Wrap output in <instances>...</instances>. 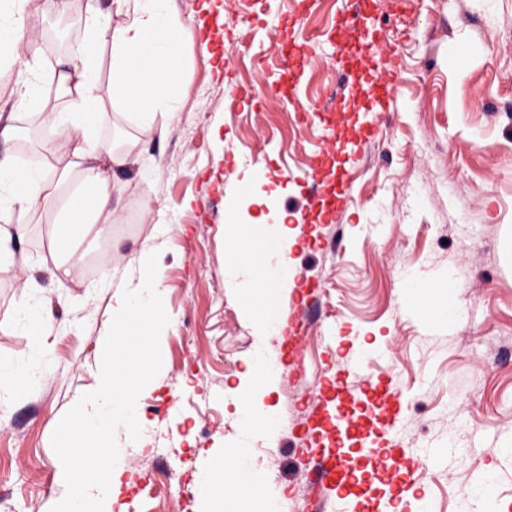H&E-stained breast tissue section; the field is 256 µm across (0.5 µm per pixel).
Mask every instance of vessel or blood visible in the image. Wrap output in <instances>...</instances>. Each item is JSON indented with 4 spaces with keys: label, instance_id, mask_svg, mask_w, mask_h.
<instances>
[{
    "label": "vessel or blood",
    "instance_id": "b4317fda",
    "mask_svg": "<svg viewBox=\"0 0 512 512\" xmlns=\"http://www.w3.org/2000/svg\"><path fill=\"white\" fill-rule=\"evenodd\" d=\"M352 3V12L340 19L336 34L350 32L365 43V52L349 57L351 68L362 74L357 99L364 107L384 106L394 98L396 86L393 74L377 65V52L386 48L383 29L373 19L372 0ZM285 48L288 65L277 88L288 96L303 82L313 47L291 41ZM317 119L328 144L325 154L335 166L336 186L326 189L322 178H315L312 194L296 211L303 224L315 214L328 223L340 213L348 190L346 148L363 144L374 134L371 126L349 121L342 112H321ZM370 359L366 353L342 364L334 377L309 390L303 444L314 456L311 481L343 499L355 489L358 477H374L380 485L357 503L358 512H407L411 501L423 500L424 494L414 454L391 435L402 412L401 400L392 392L388 377H372L356 386L350 382Z\"/></svg>",
    "mask_w": 512,
    "mask_h": 512
}]
</instances>
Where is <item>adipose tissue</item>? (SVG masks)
I'll list each match as a JSON object with an SVG mask.
<instances>
[{"mask_svg": "<svg viewBox=\"0 0 512 512\" xmlns=\"http://www.w3.org/2000/svg\"><path fill=\"white\" fill-rule=\"evenodd\" d=\"M112 4L116 13L128 16V24L110 26L101 0H82L76 13L70 0L56 4L58 13L75 14L83 33L81 43L66 56L58 73L57 88L68 101L65 111L46 112L38 75L16 81L19 108L46 116L39 151L47 164L22 169L12 155L0 156L1 265L12 260L9 241L26 231L25 225L14 223L15 211L45 216L53 226L50 245L57 252L87 230L109 234L119 217L117 172L127 168L131 154L114 150L99 136L108 113L96 93L97 46L112 47L114 95L136 84L149 88V98L134 115L136 121H152L159 109L170 115L177 110L173 92L182 81L178 62L185 45L194 39V30L184 23L173 0H112ZM41 10L40 0H0V55L18 53L35 38V30L24 26L21 18L39 15ZM55 161L75 173L78 191L65 193L62 179L51 168ZM228 236L233 244L232 272L240 278L247 302L257 305L270 286L286 276L284 266L269 265V254L285 258L296 242V232L279 221L252 231L244 241L234 226ZM239 464L236 457L203 458L196 489L206 512H268L263 500L244 495L243 488L254 482L255 472L240 469Z\"/></svg>", "mask_w": 512, "mask_h": 512, "instance_id": "adipose-tissue-1", "label": "adipose tissue"}]
</instances>
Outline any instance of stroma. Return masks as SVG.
<instances>
[{
  "instance_id": "obj_1",
  "label": "stroma",
  "mask_w": 512,
  "mask_h": 512,
  "mask_svg": "<svg viewBox=\"0 0 512 512\" xmlns=\"http://www.w3.org/2000/svg\"><path fill=\"white\" fill-rule=\"evenodd\" d=\"M374 0L395 69L389 108L363 112L375 138L352 148L348 206L330 232L338 251L310 252L298 232L289 299L302 279L321 284L317 320L305 338L306 381L265 385L270 428L242 430L247 366L264 357L280 367L278 337H263L253 310L230 273L225 242L232 224L295 207L309 195L323 132L314 114L339 106L356 90L338 74L351 46L334 28L346 0H175L185 24L224 18L222 32L198 31L184 51L175 118L130 122L115 104L101 130L137 161L122 171L120 223L107 238H78L85 262L115 252L111 275L50 277L59 260L52 227L19 214L27 226L14 240L13 266L0 267V362L27 369L24 398L0 376V512H51L64 495L56 479L52 434L79 397L97 383L101 346L111 326L113 286L135 287L137 252H158L160 290L170 325L162 367L138 397L145 430L138 441L117 432L131 485L121 486L112 512H202L194 490L199 451L222 452L249 440L262 475L257 494L274 512H306L307 451L287 448L291 420L306 385L336 369L329 336L344 324L352 354L371 347L374 374L388 375L403 400L392 436L413 449L434 512H512V0H414L395 14ZM298 14L295 28L284 25ZM78 36L62 44L28 45L13 71L38 65L47 94L52 69ZM313 38L316 52L291 100L270 96L283 60L272 40ZM246 101L229 98L232 87ZM262 179L268 204L254 203L245 178ZM35 284L24 287L26 274ZM52 322L50 363L38 360L27 330L29 309ZM208 435H200L201 424ZM165 475L164 505L139 489ZM489 476L496 504L479 481Z\"/></svg>"
}]
</instances>
